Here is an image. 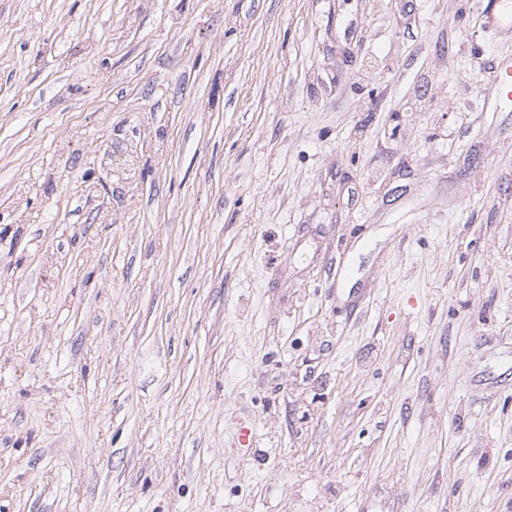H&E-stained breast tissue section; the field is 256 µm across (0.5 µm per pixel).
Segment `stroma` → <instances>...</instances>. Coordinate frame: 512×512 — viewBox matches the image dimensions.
I'll return each instance as SVG.
<instances>
[{
    "mask_svg": "<svg viewBox=\"0 0 512 512\" xmlns=\"http://www.w3.org/2000/svg\"><path fill=\"white\" fill-rule=\"evenodd\" d=\"M482 8L0 0V512H512Z\"/></svg>",
    "mask_w": 512,
    "mask_h": 512,
    "instance_id": "stroma-1",
    "label": "stroma"
}]
</instances>
